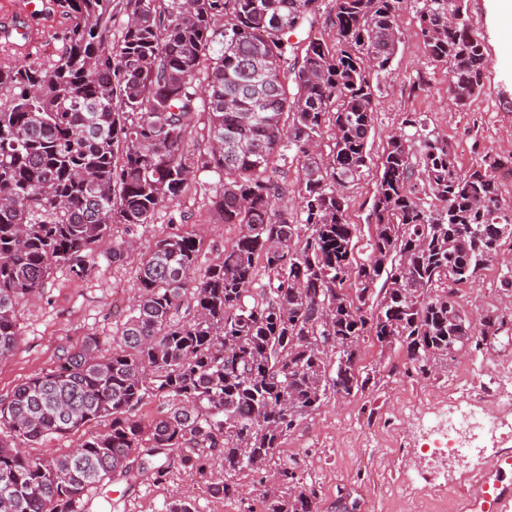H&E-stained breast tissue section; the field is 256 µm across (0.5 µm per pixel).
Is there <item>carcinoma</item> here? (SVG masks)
<instances>
[{"label":"carcinoma","mask_w":512,"mask_h":512,"mask_svg":"<svg viewBox=\"0 0 512 512\" xmlns=\"http://www.w3.org/2000/svg\"><path fill=\"white\" fill-rule=\"evenodd\" d=\"M55 4L69 21L56 57L0 61V361L17 346L16 301L53 265L82 268L114 224L154 223L198 173L218 179L212 216L241 231L203 270L197 235L157 240L112 349L88 336L0 398V427L32 443L111 420L60 455L0 441V512H86L89 489L161 482L171 460L202 476L213 456L226 472L258 473L327 390L365 388L354 371L364 337H395L427 375L453 358L449 344L481 347L492 321L501 331L495 312L476 327L452 299L512 239L500 162L462 170L415 113L404 120L414 132L391 136L379 157L370 254L354 256L349 190L370 169L376 108L368 73L388 71L397 52L402 0H334V40L315 37L300 56L290 37L316 0ZM417 14L455 105H467L486 58L465 0H420ZM201 111L206 134L192 145ZM418 176L430 195H414ZM290 196L296 206L282 207ZM326 336L340 347L334 363L318 345ZM161 397L167 411L137 417ZM281 476L291 485L263 490L264 512H315V493ZM210 488L238 494L222 477ZM165 510L198 512L179 495Z\"/></svg>","instance_id":"obj_1"}]
</instances>
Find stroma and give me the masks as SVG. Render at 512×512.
Wrapping results in <instances>:
<instances>
[{"label": "stroma", "mask_w": 512, "mask_h": 512, "mask_svg": "<svg viewBox=\"0 0 512 512\" xmlns=\"http://www.w3.org/2000/svg\"><path fill=\"white\" fill-rule=\"evenodd\" d=\"M467 17L485 46L487 65L480 93L462 109L448 101V71L426 53L414 5L404 6L401 39L389 73L369 75L377 98L368 142L372 159H379L388 137L414 112L448 138L462 169L495 159L512 162V72L498 65L512 53L505 42L506 21L495 0H468ZM67 26L56 10L28 14L21 11L20 0H0V44L28 40V58L47 60ZM216 187L214 178L200 175L196 191L161 210L154 224L113 225L114 243L130 239L144 251L158 238L188 228L202 238L200 260L209 264L239 234L237 226L216 222L208 210ZM374 187L375 178L369 175L350 191L348 217L356 228V255L361 259L369 254ZM138 266V254H130L119 262L96 256L80 269L68 264L54 267L35 298L19 300L15 306L21 337L13 355L0 361V395L11 394L49 369L62 349L79 346L85 337H98L103 346H111L114 331L137 297ZM510 270L512 240L502 244L476 283L458 286L453 296L471 318L488 310L505 317L503 331L492 344L463 352L426 378L414 370L401 343L384 346L366 337L359 361L366 387L347 397L328 392L321 407L298 422L264 471L233 475L236 496L213 494L200 477L174 462L163 481L147 476L129 488L113 486L109 499L116 512H165L175 493L194 499L198 512H262V488L277 485L286 468L297 472L301 487L315 491L316 512H430L425 494L407 504L400 498L409 480L421 478L467 501L481 475L494 470L500 449L476 448V470L460 474L451 461L429 456L425 440L432 420L418 408L450 393L462 398V367L485 381L497 365L512 362V291L499 286Z\"/></svg>", "instance_id": "stroma-1"}]
</instances>
